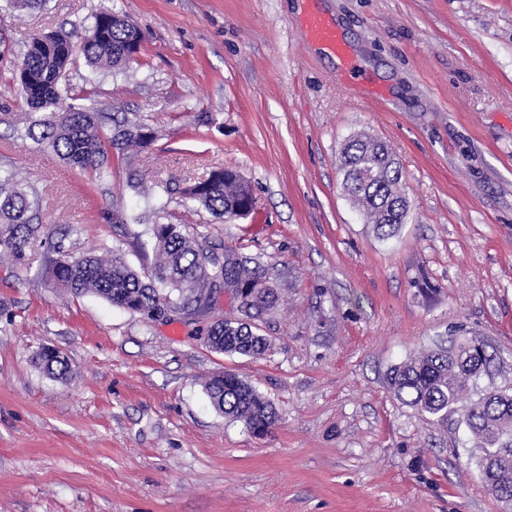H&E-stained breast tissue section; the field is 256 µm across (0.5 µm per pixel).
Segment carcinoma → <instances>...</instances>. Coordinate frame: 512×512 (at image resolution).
<instances>
[{"mask_svg": "<svg viewBox=\"0 0 512 512\" xmlns=\"http://www.w3.org/2000/svg\"><path fill=\"white\" fill-rule=\"evenodd\" d=\"M89 37L80 42L81 53L94 70H123L133 62L127 54L132 44L142 45L138 27L114 10L93 16ZM73 32L56 31L37 35L25 46L12 81L26 104L42 112L28 136L43 151H50L94 181L112 177V161L121 160L128 169L127 185L141 186L143 176L134 167V153L150 147L154 130L127 118L112 119L111 132L103 130L108 119L91 106H75L97 93L91 81L76 88L66 79L74 53ZM341 188L364 222L373 225L382 238L396 235L404 224L408 200L399 160L387 144L367 133L348 139L341 147ZM252 197L251 185L234 169L218 167L207 179L183 190L188 203L198 204L212 214L234 220ZM37 193L18 186L12 172L0 174V253L7 252L20 263L25 251L40 232L29 212L38 205ZM140 249L152 246L161 256L143 279L125 259L126 241L117 240L103 259L90 253L68 259L64 247L52 246L57 257L50 261L47 277L75 296L93 293L145 322H155L154 312L163 308L182 317L198 320L214 310V299L224 290L233 295L242 318H218L206 330L209 347L228 356L256 357L269 348L267 338L257 333L256 321L274 309L277 289L268 284L259 264L230 247H218L204 234L191 235L175 224H147L134 233ZM38 364L49 376L62 379L68 373L65 357L50 349L37 355ZM501 365L486 344L466 336L445 347L412 356L388 373V386L401 403L427 423L448 426V416L460 414L479 449L477 465L484 484L498 500L512 505V389L493 388L476 400L469 394L484 377H492ZM213 406L231 422H240L252 434L263 436L278 421L273 404L251 383L232 372L216 374L205 383Z\"/></svg>", "mask_w": 512, "mask_h": 512, "instance_id": "cac0c4a2", "label": "carcinoma"}]
</instances>
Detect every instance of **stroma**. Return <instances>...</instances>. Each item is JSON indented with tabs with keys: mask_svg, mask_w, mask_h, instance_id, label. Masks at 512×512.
Segmentation results:
<instances>
[{
	"mask_svg": "<svg viewBox=\"0 0 512 512\" xmlns=\"http://www.w3.org/2000/svg\"><path fill=\"white\" fill-rule=\"evenodd\" d=\"M113 8L144 42L126 73L90 71L95 106L158 135L135 165L166 204L157 224L209 233L279 289L262 356L210 349L205 323H147L54 287L33 240L0 256V512H512L487 490L469 432L440 430L387 388L436 336L482 338L512 385V0H0V37L84 33ZM332 21L366 80L310 41ZM0 70V166L41 197L42 234L104 255L143 212L124 170L94 182L27 137L33 113ZM389 144L409 201L378 239L341 190L351 136ZM218 166L250 181L247 218L224 221L181 192ZM66 380L34 365L42 348ZM231 371L279 420L257 437L214 409L206 381ZM38 364L49 376L63 379L68 373V362L64 356L50 349H42L37 355Z\"/></svg>",
	"mask_w": 512,
	"mask_h": 512,
	"instance_id": "stroma-1",
	"label": "stroma"
}]
</instances>
